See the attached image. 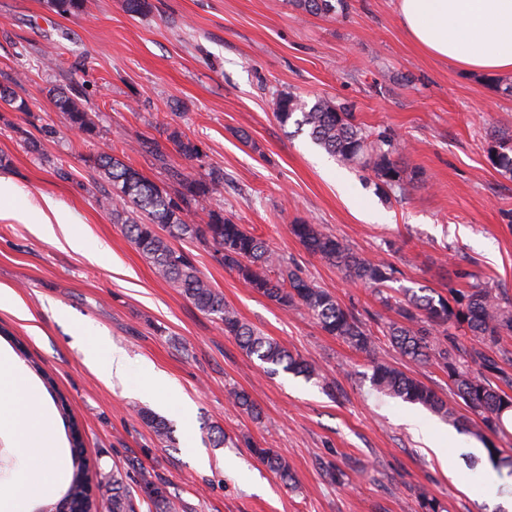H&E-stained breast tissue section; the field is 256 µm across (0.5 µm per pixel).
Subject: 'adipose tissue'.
Wrapping results in <instances>:
<instances>
[{"label":"adipose tissue","instance_id":"ef3b65f1","mask_svg":"<svg viewBox=\"0 0 512 512\" xmlns=\"http://www.w3.org/2000/svg\"><path fill=\"white\" fill-rule=\"evenodd\" d=\"M398 20L410 40L428 54L470 72H512V0H397ZM36 230L63 236L71 249L85 251L86 241L69 211L52 198L30 211ZM85 360L108 382H126V357L106 337L85 329ZM48 419L36 389L0 351V433H10L25 461L18 484L24 498L56 487L64 478L62 449L46 431Z\"/></svg>","mask_w":512,"mask_h":512}]
</instances>
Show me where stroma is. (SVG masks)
<instances>
[{
	"label": "stroma",
	"mask_w": 512,
	"mask_h": 512,
	"mask_svg": "<svg viewBox=\"0 0 512 512\" xmlns=\"http://www.w3.org/2000/svg\"><path fill=\"white\" fill-rule=\"evenodd\" d=\"M347 14L312 16L288 0H87L62 16L48 0H0V82L19 77L29 109L0 106V175L19 194L0 214V290L25 316L0 307V350L27 371L46 405L61 393L47 430L68 446L66 417L78 422L91 472L127 475L135 512H156L139 473L177 495L178 512H420L436 497L445 512H493L468 456L481 441L425 409L377 394L365 356L325 334L301 309H284L224 269L213 246L184 243L195 266L240 318L315 364L318 377L270 375L220 321L157 276L99 206L102 181L87 159L113 148L159 186L177 170L194 178L224 172L197 212L216 210L245 225L291 266L362 320L392 319L371 290L345 278L292 235L321 225L363 257L396 271V295L482 282L512 294V177L495 168L493 135L512 130V97L501 73H472L425 53L402 29L396 0H348ZM55 65L43 68L42 51ZM73 85L99 116L100 134H71L50 91ZM289 92L329 98L357 123L406 144L403 160L421 180L397 193L371 170L339 165L307 130L281 126L272 100ZM53 125L41 151L27 138ZM200 143L204 162L167 145L164 160L140 149L170 130ZM67 178H60V171ZM51 197L76 218L88 250L38 234L24 213ZM91 325L122 350L127 383L105 385L84 363L80 332ZM163 372L191 402L190 418L141 392L143 371ZM333 381L326 392L323 380ZM245 390L261 420L228 404ZM166 418L174 446L157 440L139 410ZM417 417L446 439L444 459L423 449L405 422ZM277 450L296 477L284 486L246 447ZM225 460L226 468L216 467Z\"/></svg>",
	"instance_id": "obj_1"
}]
</instances>
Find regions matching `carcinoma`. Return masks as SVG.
Returning a JSON list of instances; mask_svg holds the SVG:
<instances>
[{
    "label": "carcinoma",
    "instance_id": "cac0c4a2",
    "mask_svg": "<svg viewBox=\"0 0 512 512\" xmlns=\"http://www.w3.org/2000/svg\"><path fill=\"white\" fill-rule=\"evenodd\" d=\"M290 2L310 15H335L348 9V0ZM50 4L62 15H81L86 8V0H50ZM52 93L68 128L85 142L94 139L98 135L95 115L86 110L80 92L56 87ZM0 103L16 112L29 111L28 102L8 82L0 84ZM273 108L283 126L294 114H300L299 119L293 120L308 129L316 145L344 166L371 168L382 185L393 191L403 193L420 178L418 170L395 158L399 143L394 137L362 128L346 107L330 99L319 98L309 105L284 93L273 100ZM167 140L186 159L204 156L201 145L176 128L168 133ZM492 161L503 173L512 174L511 137L500 138ZM87 162L107 184L98 203L111 210L112 223L122 225L127 238L158 276L178 288L198 310L216 316L224 325V332L234 337L247 354L296 375H319L314 364L243 322L233 308L224 304L223 294L212 287L188 254L174 247L172 241L190 239L214 245L219 262L236 272L245 285L288 310L305 309L325 333L366 355L371 369L369 381L376 392L420 405L480 437L487 432L512 436V396L506 392L512 388V348L506 345V339L512 337V298L506 292L475 283L466 290L450 288L446 296L421 288L403 300H394L384 291L393 279L390 265L359 255L318 224L291 225L292 234L308 252L336 266L349 280L372 289L383 305L395 312L397 319L383 326L384 336L409 361L431 362L441 368L448 377L450 398L445 399L381 356L376 336L366 323L344 309L327 290L288 267L263 239L224 218L220 211H208L202 224L193 221L200 200L223 184V172L212 169L207 178L197 179L175 171L177 188L171 193L114 153L100 151L89 156ZM273 270L278 271L276 280L269 276ZM228 400L253 418H260L247 392L233 389ZM139 416L160 441H172L171 427L165 419L147 410L139 411ZM70 439L71 481L62 497L44 512H62L66 507L69 512H93L92 477L82 456L81 433L75 423L70 426ZM251 452L284 484L293 481L288 461L276 451L253 446ZM487 452L493 467L499 472L507 469V476L512 478V455L504 456L501 449L494 447ZM97 485L110 496L112 512H134L126 475L121 470L100 478ZM140 488L160 512L176 509L172 493L157 485L150 472L141 471Z\"/></svg>",
    "mask_w": 512,
    "mask_h": 512
}]
</instances>
